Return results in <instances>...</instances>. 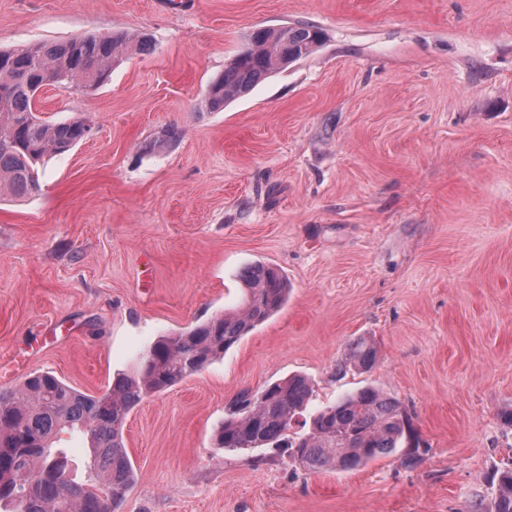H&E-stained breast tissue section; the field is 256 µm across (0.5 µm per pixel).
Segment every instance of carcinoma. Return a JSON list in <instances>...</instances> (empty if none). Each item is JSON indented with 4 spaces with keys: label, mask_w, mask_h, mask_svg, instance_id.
I'll use <instances>...</instances> for the list:
<instances>
[{
    "label": "carcinoma",
    "mask_w": 512,
    "mask_h": 512,
    "mask_svg": "<svg viewBox=\"0 0 512 512\" xmlns=\"http://www.w3.org/2000/svg\"><path fill=\"white\" fill-rule=\"evenodd\" d=\"M322 40V31L307 24L253 31L224 74L208 85L200 106L223 109L275 70L309 55ZM151 48L146 35L115 32L0 49V197L19 200L39 193L43 158L70 150L92 131L85 117L42 119L36 109L39 88L92 92L109 80L114 65ZM243 283L239 309L161 338L100 396L79 392L48 373L0 388V502L15 504V512H114L136 480L123 440L130 412L146 397L204 369L287 300L288 281L273 265L249 267ZM376 360L374 344L357 339L337 362L336 374L352 367L368 371ZM263 391L261 399L248 389L236 395L218 430L219 445L284 448L295 465L311 472L352 469L399 448L405 449L402 466L413 469L422 462L411 414L374 387L312 411V388L301 376ZM295 425L304 432L287 437ZM75 431L88 441L82 482L69 476L66 452L54 447L60 434ZM465 512H512V458L493 476L491 509L479 499Z\"/></svg>",
    "instance_id": "cac0c4a2"
}]
</instances>
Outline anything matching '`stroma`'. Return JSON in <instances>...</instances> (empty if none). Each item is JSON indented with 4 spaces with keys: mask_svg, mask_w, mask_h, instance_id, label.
<instances>
[{
    "mask_svg": "<svg viewBox=\"0 0 512 512\" xmlns=\"http://www.w3.org/2000/svg\"><path fill=\"white\" fill-rule=\"evenodd\" d=\"M325 40L210 112L207 84L261 27ZM148 34L92 92L45 87L87 140L0 201V388L48 372L98 395L160 338L236 306L256 263L285 306L147 397L117 512H462L512 454V0H0V49ZM171 145L148 149L158 131ZM378 349L335 373L349 342ZM306 376L313 406L365 386L426 445L312 473L219 447L241 390Z\"/></svg>",
    "mask_w": 512,
    "mask_h": 512,
    "instance_id": "obj_1",
    "label": "stroma"
}]
</instances>
